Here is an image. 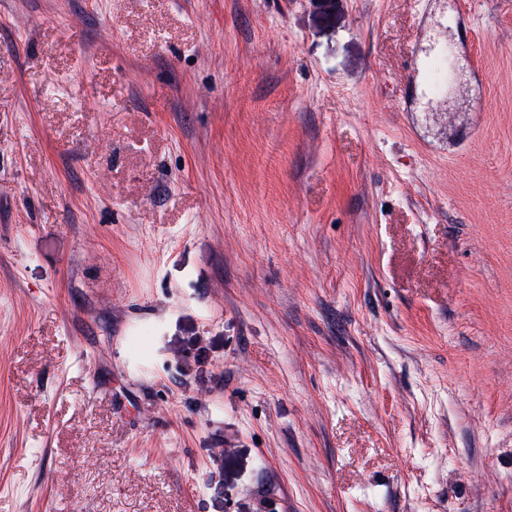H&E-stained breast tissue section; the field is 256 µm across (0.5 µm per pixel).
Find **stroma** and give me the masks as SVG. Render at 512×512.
Returning <instances> with one entry per match:
<instances>
[{
    "label": "stroma",
    "mask_w": 512,
    "mask_h": 512,
    "mask_svg": "<svg viewBox=\"0 0 512 512\" xmlns=\"http://www.w3.org/2000/svg\"><path fill=\"white\" fill-rule=\"evenodd\" d=\"M0 512H512V0H0Z\"/></svg>",
    "instance_id": "obj_1"
}]
</instances>
